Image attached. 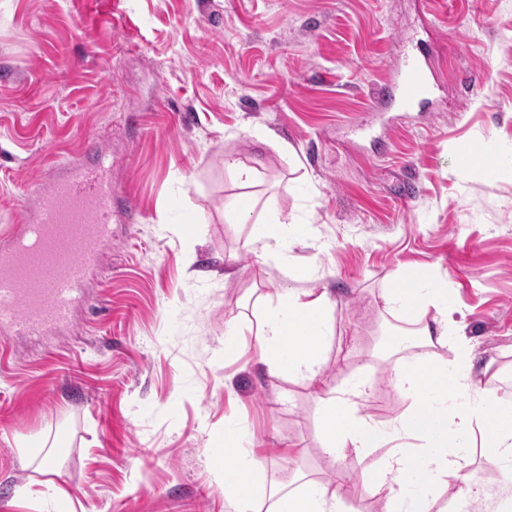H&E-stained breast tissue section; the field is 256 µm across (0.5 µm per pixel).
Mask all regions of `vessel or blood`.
Listing matches in <instances>:
<instances>
[{"instance_id": "obj_1", "label": "vessel or blood", "mask_w": 512, "mask_h": 512, "mask_svg": "<svg viewBox=\"0 0 512 512\" xmlns=\"http://www.w3.org/2000/svg\"><path fill=\"white\" fill-rule=\"evenodd\" d=\"M436 78L426 60L412 58L394 97L401 110L428 105ZM22 219L0 238V332L35 335L68 326L88 301L90 276L112 241V161L69 159L53 187L32 186Z\"/></svg>"}]
</instances>
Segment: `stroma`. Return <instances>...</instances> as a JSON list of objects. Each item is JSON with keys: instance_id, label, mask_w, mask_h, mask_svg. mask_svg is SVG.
<instances>
[{"instance_id": "stroma-1", "label": "stroma", "mask_w": 512, "mask_h": 512, "mask_svg": "<svg viewBox=\"0 0 512 512\" xmlns=\"http://www.w3.org/2000/svg\"><path fill=\"white\" fill-rule=\"evenodd\" d=\"M110 8L0 0V236L31 185L88 149L111 153L116 188L93 305L58 333L0 336V512H231L207 449L228 419L266 478L340 468L355 512H381L359 485L376 456L324 455L313 388L258 363L260 303L295 283L224 208L241 192L236 166H252L258 208L311 225L291 254L311 269L301 288L329 293L323 389L362 367L366 414L387 428L407 407L378 352L400 325L382 295L421 267L447 280L481 387L512 398V0H120L107 35ZM423 54L430 109L373 111L371 87ZM467 144L489 163L463 162ZM232 322L246 353L228 363ZM45 435L68 448L55 481L70 501L25 463ZM466 454L480 500L454 481L443 499L497 512L512 483Z\"/></svg>"}]
</instances>
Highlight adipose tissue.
Wrapping results in <instances>:
<instances>
[{
    "label": "adipose tissue",
    "instance_id": "adipose-tissue-1",
    "mask_svg": "<svg viewBox=\"0 0 512 512\" xmlns=\"http://www.w3.org/2000/svg\"><path fill=\"white\" fill-rule=\"evenodd\" d=\"M254 168L241 166L237 178L242 193L228 212L250 225L249 246L259 248L266 260L291 269L295 279L310 275L294 265L290 239L306 235L308 225L288 223L274 208L255 216L248 193ZM390 312L407 322L396 332L392 383L409 406L385 430L361 414L360 402L372 395L367 378L356 377L343 386L318 394L323 431L322 451L328 456L353 452L367 457L380 453L378 466L364 474L368 493H384L383 512H396L407 502V512H448L436 490L448 480L463 481L466 448H480L488 464L512 478V400H504L478 386L471 353L455 338L448 319L450 297L446 280L413 269L391 280L384 294ZM329 297L298 288H282L264 301L257 320L259 361L285 381L317 386L329 343ZM454 343L452 360L438 357L434 348ZM211 463L224 474V495L233 512H348L352 477L336 470L329 483L306 480L298 486L281 481L259 485L266 466L240 445L233 428L212 437ZM415 489L405 500L406 489Z\"/></svg>",
    "mask_w": 512,
    "mask_h": 512
}]
</instances>
